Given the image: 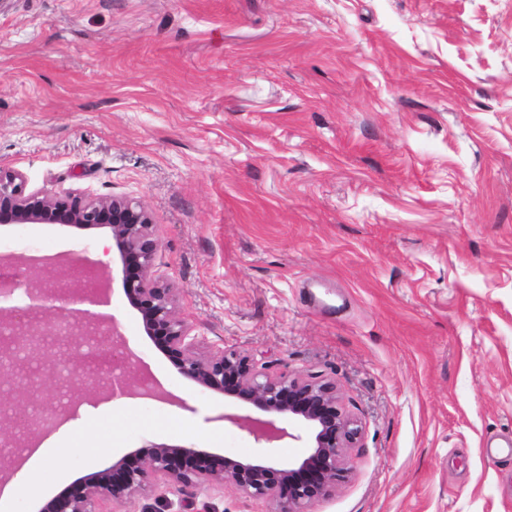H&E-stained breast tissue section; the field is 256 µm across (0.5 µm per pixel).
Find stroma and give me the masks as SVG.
I'll return each mask as SVG.
<instances>
[{
	"mask_svg": "<svg viewBox=\"0 0 512 512\" xmlns=\"http://www.w3.org/2000/svg\"><path fill=\"white\" fill-rule=\"evenodd\" d=\"M0 166L128 196L196 334L321 374L361 424L309 512H512V0H0ZM0 245L112 263L107 230ZM109 312L172 400L82 404L0 485L21 512L146 443L259 448ZM233 486L116 512H275Z\"/></svg>",
	"mask_w": 512,
	"mask_h": 512,
	"instance_id": "35a3bbf8",
	"label": "stroma"
}]
</instances>
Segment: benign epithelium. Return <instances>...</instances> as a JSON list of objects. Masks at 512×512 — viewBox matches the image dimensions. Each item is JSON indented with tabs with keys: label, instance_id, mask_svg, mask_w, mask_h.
Instances as JSON below:
<instances>
[{
	"label": "benign epithelium",
	"instance_id": "7a95c632",
	"mask_svg": "<svg viewBox=\"0 0 512 512\" xmlns=\"http://www.w3.org/2000/svg\"><path fill=\"white\" fill-rule=\"evenodd\" d=\"M0 224H59L84 231L106 228L120 257L114 271L94 265L99 287L91 292L74 286L73 272L85 268L73 254L50 258L0 253V267L19 271L22 278L0 280V300L21 289L26 306L0 304V366L22 382L0 388V445L15 447L0 467V481L20 466L23 449L42 430L66 420L81 403L116 393L165 396L160 386L142 388L145 369L134 360L114 320L76 304H100L120 276L129 306L141 329L188 381L203 391L222 394L263 417L224 415L267 443L253 457H231L206 448L151 444L112 461L109 466L75 479L62 493L41 503L35 512H112V509L156 488L182 489L194 485L231 484L253 499L272 498L276 512H306L329 497L336 483L352 470L345 449L361 435L358 421L336 397L334 383L316 373L305 377L271 375L259 370L241 352L206 347L193 334L186 306L171 281L158 274L161 239L148 210L127 196H94L76 191L66 196L25 191L23 175L0 169ZM108 340L112 354L99 367H86L77 381L57 372L71 363L73 339L91 336ZM121 362L124 374L106 377L101 366ZM301 418L313 429L306 456L283 463L270 444L289 437L277 425L281 419Z\"/></svg>",
	"mask_w": 512,
	"mask_h": 512
}]
</instances>
